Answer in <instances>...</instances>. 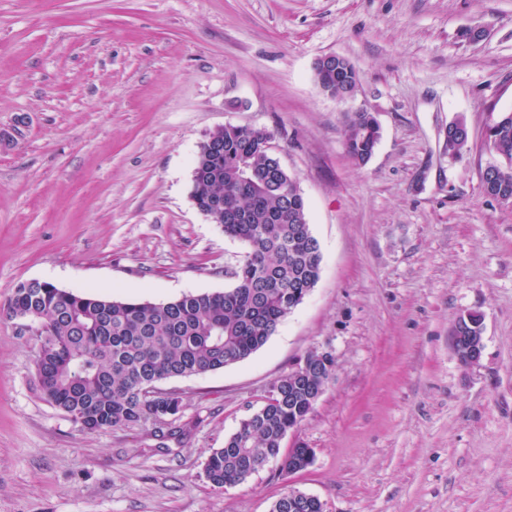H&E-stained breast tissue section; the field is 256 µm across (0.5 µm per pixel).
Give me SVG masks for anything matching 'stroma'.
Returning a JSON list of instances; mask_svg holds the SVG:
<instances>
[{"mask_svg":"<svg viewBox=\"0 0 512 512\" xmlns=\"http://www.w3.org/2000/svg\"><path fill=\"white\" fill-rule=\"evenodd\" d=\"M329 53L360 71L350 102L315 81ZM354 109L381 127L362 167ZM510 111L512 0H0V308L29 280L149 301L230 287L244 247L189 195L228 124L271 133L322 255L259 351L162 381L183 413L154 425L80 431L0 311V512H271L291 489L326 512H512V205L482 189ZM469 312L472 366L452 341ZM313 350L333 376L283 441L312 464L212 486L210 452Z\"/></svg>","mask_w":512,"mask_h":512,"instance_id":"obj_1","label":"stroma"}]
</instances>
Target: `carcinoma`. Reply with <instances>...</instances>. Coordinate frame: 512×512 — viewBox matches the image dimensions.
Wrapping results in <instances>:
<instances>
[{
    "mask_svg": "<svg viewBox=\"0 0 512 512\" xmlns=\"http://www.w3.org/2000/svg\"><path fill=\"white\" fill-rule=\"evenodd\" d=\"M316 82L332 85L339 101L355 91L360 72L345 61L339 79L328 62L315 65ZM448 130V152L459 156L468 137ZM381 138L370 112L349 114L345 147L358 166L371 158ZM271 134L263 128L228 124L198 146L190 197L204 210L219 199L224 233L241 241L245 252L230 272L233 287L187 294L166 302L132 301L74 293L52 283H19L3 306L11 318L41 326L35 356L43 401L62 411L81 431L129 428L178 417L182 400L158 383L220 371L252 356L277 331L316 284L321 251L308 222L296 179L268 152ZM489 140L501 162L483 179L486 194L512 202V112L490 127ZM462 336L482 335V317L457 319ZM322 373L304 378L287 372L271 385L264 404L241 422L224 447L211 452L205 475L215 487L246 482L274 460L278 473L313 451L296 445L282 451L315 407L312 396ZM310 460L299 467L303 471ZM272 512H323L318 500L306 509L283 494Z\"/></svg>",
    "mask_w": 512,
    "mask_h": 512,
    "instance_id": "1",
    "label": "carcinoma"
}]
</instances>
